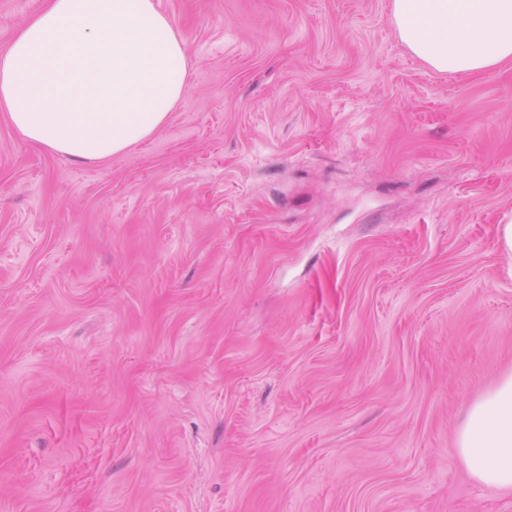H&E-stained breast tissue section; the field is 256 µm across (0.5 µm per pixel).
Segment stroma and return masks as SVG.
<instances>
[{
	"label": "stroma",
	"instance_id": "obj_1",
	"mask_svg": "<svg viewBox=\"0 0 512 512\" xmlns=\"http://www.w3.org/2000/svg\"><path fill=\"white\" fill-rule=\"evenodd\" d=\"M169 121L80 162L0 109V512H512L456 448L512 373V63L391 0H156Z\"/></svg>",
	"mask_w": 512,
	"mask_h": 512
}]
</instances>
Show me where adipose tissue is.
<instances>
[{"label": "adipose tissue", "mask_w": 512, "mask_h": 512, "mask_svg": "<svg viewBox=\"0 0 512 512\" xmlns=\"http://www.w3.org/2000/svg\"><path fill=\"white\" fill-rule=\"evenodd\" d=\"M399 40L443 73L512 61V0H392ZM188 81L156 0H46L0 52V108L26 140L100 161L148 139ZM457 447L477 483L512 491V374L474 403Z\"/></svg>", "instance_id": "obj_1"}]
</instances>
